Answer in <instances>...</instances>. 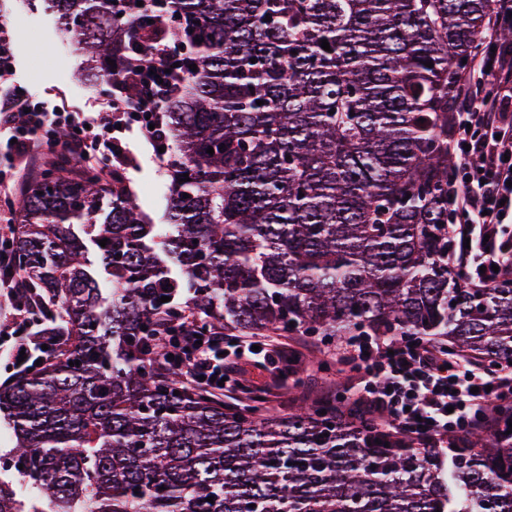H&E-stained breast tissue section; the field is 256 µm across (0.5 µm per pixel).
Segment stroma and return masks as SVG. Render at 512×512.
Returning a JSON list of instances; mask_svg holds the SVG:
<instances>
[{"mask_svg":"<svg viewBox=\"0 0 512 512\" xmlns=\"http://www.w3.org/2000/svg\"><path fill=\"white\" fill-rule=\"evenodd\" d=\"M0 37L7 40L13 56L8 84L20 87L30 99L83 112L95 111L103 100L101 78L63 31L47 0H0ZM5 145L0 135V170L10 171L9 183H0V219L16 201L22 177L38 163L33 149L9 153ZM112 145L128 161L126 183L148 222L166 223L169 196L159 187L167 177L156 144L141 128L127 123L113 133Z\"/></svg>","mask_w":512,"mask_h":512,"instance_id":"35a3bbf8","label":"stroma"}]
</instances>
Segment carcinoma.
Returning a JSON list of instances; mask_svg holds the SVG:
<instances>
[{
    "instance_id": "carcinoma-1",
    "label": "carcinoma",
    "mask_w": 512,
    "mask_h": 512,
    "mask_svg": "<svg viewBox=\"0 0 512 512\" xmlns=\"http://www.w3.org/2000/svg\"><path fill=\"white\" fill-rule=\"evenodd\" d=\"M166 2L51 0L126 100L181 82L156 130L170 224L144 221L116 162L49 152L20 182L8 246L33 331L0 383V468L51 512H512V433L444 457L354 405H226L157 366L184 324L512 360V280L448 267L449 115L490 0ZM31 510L0 480V512Z\"/></svg>"
}]
</instances>
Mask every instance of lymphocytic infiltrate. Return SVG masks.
I'll use <instances>...</instances> for the list:
<instances>
[{
    "mask_svg": "<svg viewBox=\"0 0 512 512\" xmlns=\"http://www.w3.org/2000/svg\"><path fill=\"white\" fill-rule=\"evenodd\" d=\"M512 22V0H492L482 51L461 75L453 123L454 174L448 187V259L467 284L488 288L512 276V44H497L496 29ZM0 125L18 146L48 133L67 153L83 157L93 146L65 113L0 109ZM162 365L212 395L237 400L248 388L240 378L243 351L280 358L302 370L299 351L268 338L233 340L223 330L198 336L190 328L169 337ZM336 370L353 391L352 401L378 430L433 447L447 438L465 443L478 430L500 424L499 410L512 405V364L489 370L449 355L430 338L350 336L336 350Z\"/></svg>",
    "mask_w": 512,
    "mask_h": 512,
    "instance_id": "obj_1",
    "label": "lymphocytic infiltrate"
}]
</instances>
